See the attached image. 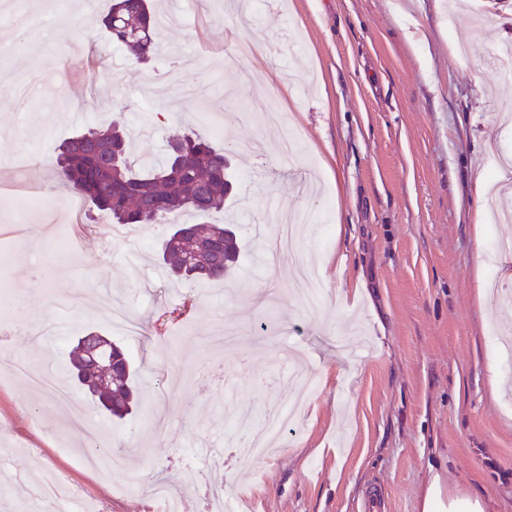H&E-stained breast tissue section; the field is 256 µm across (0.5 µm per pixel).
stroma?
Listing matches in <instances>:
<instances>
[{"label":"stroma","instance_id":"obj_1","mask_svg":"<svg viewBox=\"0 0 512 512\" xmlns=\"http://www.w3.org/2000/svg\"><path fill=\"white\" fill-rule=\"evenodd\" d=\"M13 0L0 19V353L35 357L66 380L80 336L125 346L138 370L139 402L120 422L89 408L71 421L20 374H0V504L54 512L26 489L49 472L84 490L78 512H158L151 493L120 492L126 470L175 477L196 465L199 496L223 481L240 512H422L440 480L450 498L512 512V397L493 390L501 363L489 334L512 325V305L478 301L479 281L512 289V251H492L486 141L512 154L500 123L512 75L493 62L512 43V0H418L414 17L391 0H154L185 12L157 28L159 53L131 62L99 25L112 0ZM87 23L61 30L69 6ZM422 24L426 37L410 43ZM126 63L116 86L93 67ZM129 129L134 156L164 157L186 131L235 158L236 205L216 212L241 242L221 281L179 282L156 259L166 224L143 225L135 256L105 254L106 217L59 184L62 140L89 124ZM305 208L294 252L258 256L279 214ZM60 234L72 256L60 276L25 277ZM324 290L308 308L292 286L299 271ZM346 291L337 305V291ZM38 297L28 328L51 326L37 344L11 321L15 297ZM127 307L146 333L112 324L107 303ZM317 386L298 420L266 456L244 460L235 442L273 404L292 401L286 351ZM102 426L126 470L84 465L87 425Z\"/></svg>","mask_w":512,"mask_h":512}]
</instances>
